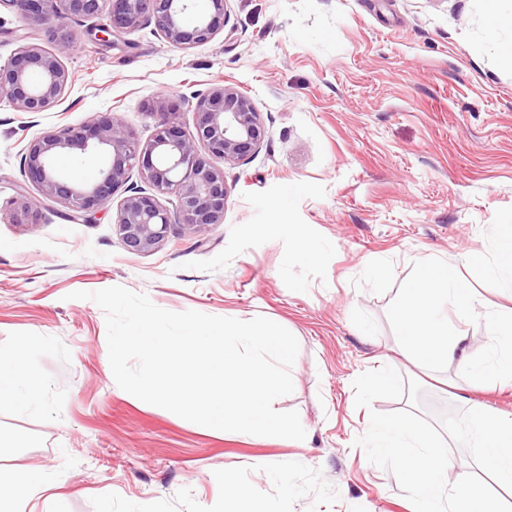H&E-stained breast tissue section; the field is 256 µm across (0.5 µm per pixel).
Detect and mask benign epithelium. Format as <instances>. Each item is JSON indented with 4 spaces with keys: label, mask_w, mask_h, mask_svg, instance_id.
Wrapping results in <instances>:
<instances>
[{
    "label": "benign epithelium",
    "mask_w": 512,
    "mask_h": 512,
    "mask_svg": "<svg viewBox=\"0 0 512 512\" xmlns=\"http://www.w3.org/2000/svg\"><path fill=\"white\" fill-rule=\"evenodd\" d=\"M212 12L192 24L183 20L188 0H0L26 25L45 30L52 48L26 43L0 66V98L21 112L54 108L69 85L62 63L74 37L62 21L69 17L99 19L90 32L121 38L142 22L155 26L168 43L189 49L213 40L224 29L228 0H210ZM40 73L32 81L30 74ZM156 119L154 136L141 142L114 116L93 115L80 125L47 129L22 157L23 170L42 195L67 206L72 217L89 219L114 201L119 189L115 224L125 248L148 253L168 240L178 224L195 233L224 221L229 187L220 160L236 164L255 154L265 137L260 113L249 97L230 86H215L196 97L194 129L180 122L179 102L169 97L142 105ZM101 150L107 162L100 177L81 184L62 176L55 159L63 150ZM152 192L128 184L132 169ZM173 195L172 216L161 196Z\"/></svg>",
    "instance_id": "obj_1"
}]
</instances>
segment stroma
I'll return each instance as SVG.
<instances>
[{"mask_svg":"<svg viewBox=\"0 0 512 512\" xmlns=\"http://www.w3.org/2000/svg\"><path fill=\"white\" fill-rule=\"evenodd\" d=\"M66 25L59 104L34 115L0 99V347L42 344L46 385L40 410L0 403V474L55 484L24 512H46L53 492L66 512H408L404 468L364 444L369 423L403 419L512 503L450 438L467 398L512 418V385L416 362L398 325L408 282L438 258L484 302L464 324L472 362L504 302L485 269L512 241V54L488 41L483 0H229L223 31L187 50L149 23L102 41L91 19ZM217 85L251 98L266 135L225 165L224 221L205 232L134 254L115 206L70 218L23 173L50 127L110 114L146 141L143 102L179 97L190 127L197 95ZM24 199L33 221L14 223ZM111 286L289 330L294 391L274 407L298 412L308 447L221 435L118 387L103 310L70 297Z\"/></svg>","mask_w":512,"mask_h":512,"instance_id":"1","label":"stroma"}]
</instances>
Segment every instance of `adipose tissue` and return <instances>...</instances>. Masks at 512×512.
Listing matches in <instances>:
<instances>
[{
	"label": "adipose tissue",
	"instance_id": "1",
	"mask_svg": "<svg viewBox=\"0 0 512 512\" xmlns=\"http://www.w3.org/2000/svg\"><path fill=\"white\" fill-rule=\"evenodd\" d=\"M481 305L478 296L466 292L447 261H432L418 269L404 290L400 334L419 361L468 364L467 336L449 321L448 314L469 316ZM40 352L39 344L28 343L0 353L1 402H11L23 413L41 405L43 383L36 368ZM476 372L512 381V308L495 312L487 353ZM365 437L369 447L386 449L409 466L415 492L409 512H503L484 495L471 473L458 471L445 448L428 432L406 423L385 429L370 425ZM462 443L476 461L493 463L498 481L512 488L511 418H503L489 405L471 404Z\"/></svg>",
	"mask_w": 512,
	"mask_h": 512
}]
</instances>
